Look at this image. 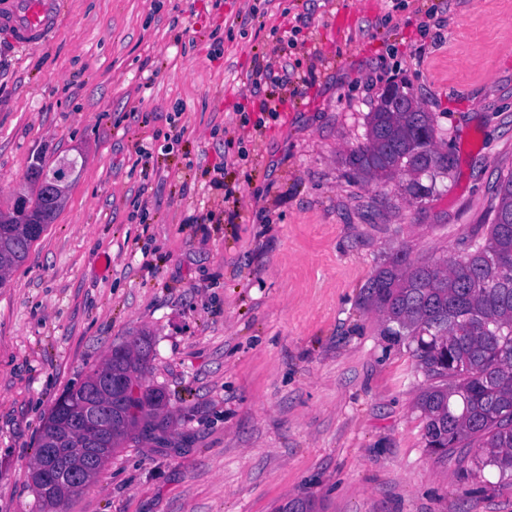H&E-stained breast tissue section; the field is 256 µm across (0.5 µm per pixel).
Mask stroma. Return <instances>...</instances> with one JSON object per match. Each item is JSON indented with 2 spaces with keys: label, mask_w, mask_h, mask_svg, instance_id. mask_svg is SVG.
<instances>
[{
  "label": "stroma",
  "mask_w": 512,
  "mask_h": 512,
  "mask_svg": "<svg viewBox=\"0 0 512 512\" xmlns=\"http://www.w3.org/2000/svg\"><path fill=\"white\" fill-rule=\"evenodd\" d=\"M266 61L290 81L255 85ZM393 81L451 161L421 197L346 162ZM64 160L0 288V512H44L45 418L141 329L168 427L66 512H512L477 446L427 448L439 380L362 297L399 254L485 238L512 172V0H68L45 46L0 36V210Z\"/></svg>",
  "instance_id": "35a3bbf8"
}]
</instances>
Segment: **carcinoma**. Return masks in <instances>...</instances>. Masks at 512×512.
<instances>
[{
	"instance_id": "obj_1",
	"label": "carcinoma",
	"mask_w": 512,
	"mask_h": 512,
	"mask_svg": "<svg viewBox=\"0 0 512 512\" xmlns=\"http://www.w3.org/2000/svg\"><path fill=\"white\" fill-rule=\"evenodd\" d=\"M348 162L371 177L405 173L419 182L431 169H448V155L435 144L432 113L392 112L379 103L368 116L366 142L353 150ZM494 219L484 241H473L468 253L434 262L414 263L406 255L379 272L364 288L366 300L381 313L384 333L409 336L416 343L414 356L425 373L446 379L421 392L417 408L425 421L428 447L444 455L465 445L481 449L482 466L512 474V174L500 182ZM32 217L0 215V288L8 274L27 258L32 244L57 209L53 199L36 194ZM150 333L112 349L85 381L60 396L73 406L77 400L95 403L103 415L123 412L125 419L112 428L106 440L109 454L97 461L82 483H91L119 450L140 440H155L167 428L162 390L146 384ZM127 376L129 391L112 400L95 390V381L107 373ZM85 436L74 432L50 413L39 441L61 444L62 459L74 457ZM43 466L40 453L31 464V480L49 512H63L76 495L68 488L45 490L38 479Z\"/></svg>"
}]
</instances>
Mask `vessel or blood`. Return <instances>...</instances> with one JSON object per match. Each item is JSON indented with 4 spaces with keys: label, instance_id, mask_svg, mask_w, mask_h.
<instances>
[{
    "label": "vessel or blood",
    "instance_id": "b4317fda",
    "mask_svg": "<svg viewBox=\"0 0 512 512\" xmlns=\"http://www.w3.org/2000/svg\"><path fill=\"white\" fill-rule=\"evenodd\" d=\"M65 4L66 0H0V33L21 47L44 44Z\"/></svg>",
    "mask_w": 512,
    "mask_h": 512
}]
</instances>
